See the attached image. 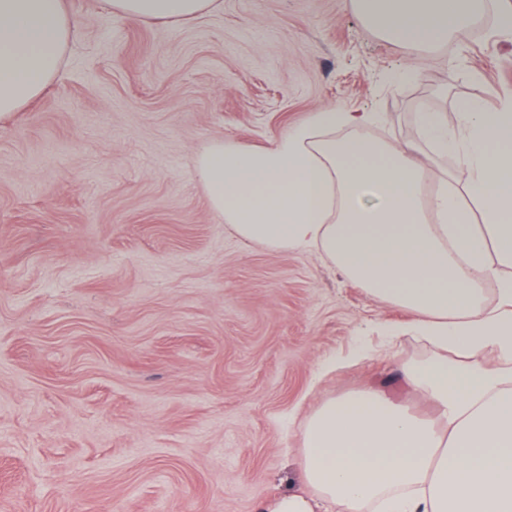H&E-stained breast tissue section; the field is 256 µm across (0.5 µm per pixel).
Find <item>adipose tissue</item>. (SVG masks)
<instances>
[{"mask_svg":"<svg viewBox=\"0 0 512 512\" xmlns=\"http://www.w3.org/2000/svg\"><path fill=\"white\" fill-rule=\"evenodd\" d=\"M139 20H191L219 0H106ZM405 50L435 48L500 0H350ZM74 34L64 0H0V122L57 75ZM371 112L328 106L269 146L216 142L196 158L212 209L242 239L322 250L369 293L406 309L435 348L403 367L427 419L378 390L326 401L302 431L300 491L256 512H512V101L418 115L420 144L372 138ZM349 129L337 138V128ZM454 154L462 179L425 197L420 146ZM496 282L498 308L486 303Z\"/></svg>","mask_w":512,"mask_h":512,"instance_id":"ef3b65f1","label":"adipose tissue"}]
</instances>
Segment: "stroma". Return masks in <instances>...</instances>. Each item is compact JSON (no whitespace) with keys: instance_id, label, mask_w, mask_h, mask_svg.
Segmentation results:
<instances>
[{"instance_id":"35a3bbf8","label":"stroma","mask_w":512,"mask_h":512,"mask_svg":"<svg viewBox=\"0 0 512 512\" xmlns=\"http://www.w3.org/2000/svg\"><path fill=\"white\" fill-rule=\"evenodd\" d=\"M66 4L62 71L0 123V512H254L301 488L329 397L434 418L401 376L433 353L410 315L320 253L242 241L195 157L326 106L415 142L419 112L512 99V37L485 15L411 59L349 0L167 23Z\"/></svg>"}]
</instances>
